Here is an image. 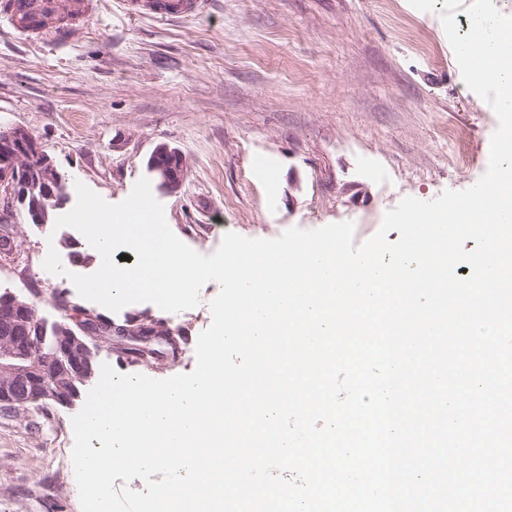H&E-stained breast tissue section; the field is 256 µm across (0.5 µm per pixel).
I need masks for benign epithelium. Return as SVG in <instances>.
<instances>
[{"mask_svg": "<svg viewBox=\"0 0 512 512\" xmlns=\"http://www.w3.org/2000/svg\"><path fill=\"white\" fill-rule=\"evenodd\" d=\"M39 153L30 132L20 126L0 130V207L10 210L26 206L29 197L41 192L48 199H55L54 186L59 172L53 161L45 156L42 166L26 173V158ZM148 171L166 193L177 192L187 172L183 154L166 144L158 145L150 156ZM13 226L0 222V254H14ZM77 329L68 325L59 328L56 347L50 355L35 354L40 337L35 331L42 321L34 306L17 297L0 298V323L4 325L0 335V413L18 416L29 410V405L42 402L61 407H71L80 396V387L87 385L94 376L96 341L106 338L123 345L119 336L125 326L112 323L109 330L103 329L96 312L86 308L73 317Z\"/></svg>", "mask_w": 512, "mask_h": 512, "instance_id": "benign-epithelium-1", "label": "benign epithelium"}]
</instances>
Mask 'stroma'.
I'll return each instance as SVG.
<instances>
[{"label":"stroma","mask_w":512,"mask_h":512,"mask_svg":"<svg viewBox=\"0 0 512 512\" xmlns=\"http://www.w3.org/2000/svg\"><path fill=\"white\" fill-rule=\"evenodd\" d=\"M65 34L19 37L0 16V127L28 129L58 170L116 204L147 176L161 144L182 152L177 194L155 192L173 233L209 255L226 232L274 239L292 227L351 222L353 243L403 197L429 201L475 185L497 128L464 83L438 13L408 0H206L180 21L123 16L93 0ZM17 258L0 292L58 320L77 297L72 262L90 253L71 227L8 213ZM56 249L66 275L43 267ZM74 409L43 426L0 416V512H82Z\"/></svg>","instance_id":"1"}]
</instances>
